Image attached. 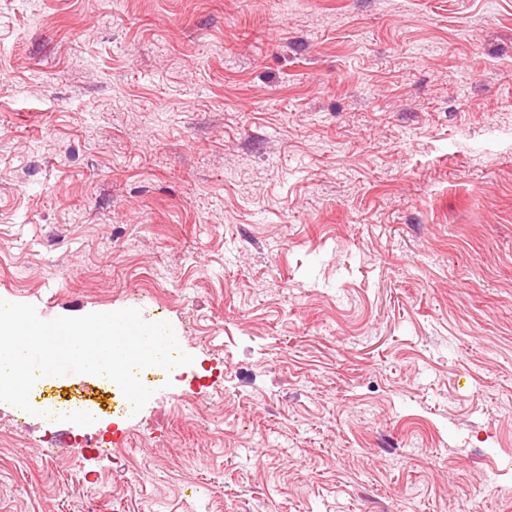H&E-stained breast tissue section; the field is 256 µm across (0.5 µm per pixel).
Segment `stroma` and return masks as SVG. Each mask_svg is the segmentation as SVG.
<instances>
[{
	"instance_id": "stroma-1",
	"label": "stroma",
	"mask_w": 512,
	"mask_h": 512,
	"mask_svg": "<svg viewBox=\"0 0 512 512\" xmlns=\"http://www.w3.org/2000/svg\"><path fill=\"white\" fill-rule=\"evenodd\" d=\"M0 298L193 355L124 468L0 404V512H512V0H0Z\"/></svg>"
}]
</instances>
